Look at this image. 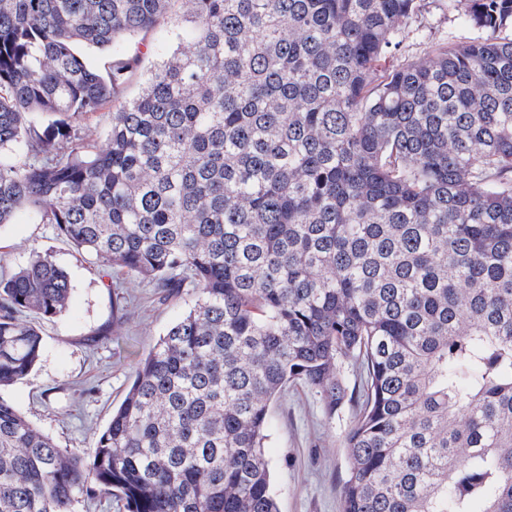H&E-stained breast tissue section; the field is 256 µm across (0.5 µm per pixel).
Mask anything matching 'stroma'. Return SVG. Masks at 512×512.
I'll list each match as a JSON object with an SVG mask.
<instances>
[{"instance_id":"obj_1","label":"stroma","mask_w":512,"mask_h":512,"mask_svg":"<svg viewBox=\"0 0 512 512\" xmlns=\"http://www.w3.org/2000/svg\"><path fill=\"white\" fill-rule=\"evenodd\" d=\"M476 32L450 12L446 0H423L406 28L392 61H424L435 44H461ZM50 252L68 269L73 292L67 310L38 321L43 357L8 395L18 410L63 448L91 456L96 438L125 397L136 355L147 353L165 330L188 310L189 296L163 297L146 282L127 283L124 316L112 314L109 278L81 262L51 225L22 211L0 231V268L26 264L32 251ZM276 426L265 452L273 466L280 512H340L348 472L344 435L354 409L344 406L328 419L313 391L288 388L273 405Z\"/></svg>"}]
</instances>
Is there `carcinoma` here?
I'll return each instance as SVG.
<instances>
[{
  "mask_svg": "<svg viewBox=\"0 0 512 512\" xmlns=\"http://www.w3.org/2000/svg\"><path fill=\"white\" fill-rule=\"evenodd\" d=\"M420 2L0 0V229L27 208L112 287L193 301L87 458L7 395L71 275L0 274V512H279L290 384L357 407L341 512H512V0H448L477 35L386 65ZM171 14L189 37L88 146Z\"/></svg>",
  "mask_w": 512,
  "mask_h": 512,
  "instance_id": "1",
  "label": "carcinoma"
}]
</instances>
